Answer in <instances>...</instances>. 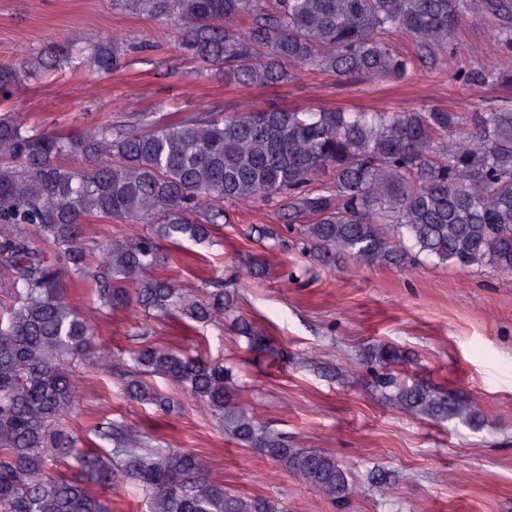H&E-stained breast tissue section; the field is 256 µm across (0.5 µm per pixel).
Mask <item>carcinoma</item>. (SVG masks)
Listing matches in <instances>:
<instances>
[{
	"label": "carcinoma",
	"instance_id": "cac0c4a2",
	"mask_svg": "<svg viewBox=\"0 0 512 512\" xmlns=\"http://www.w3.org/2000/svg\"><path fill=\"white\" fill-rule=\"evenodd\" d=\"M136 11L174 22L181 48L241 84L288 78L287 66L317 62L339 76L403 78L414 61L387 48L403 32L426 53L447 45L468 15L494 24L512 48V0H125ZM251 18L248 29L238 19ZM118 50L95 44L66 58L74 72H109ZM22 66L0 65V91ZM131 126H97L76 136L0 117V273L11 301L0 305V512H110L92 486L133 483L150 512H284L266 497L232 493L212 477L209 458L155 448L148 437L109 420L90 448L65 425L78 393L74 363L98 355L107 368L124 359L132 400L170 408L143 380L190 390L224 434L300 476L332 502L357 486L325 452L290 448L236 397L224 365L143 344L127 356L96 352L86 320L66 300V268L90 282L100 307L131 300L158 314L224 324L231 311L219 285L206 300L160 278L156 239L208 242L224 223V201L285 199L292 222L314 218L307 235L359 264L401 263L407 252L459 267L491 265L512 273V108L464 116L439 108L404 112L279 111L185 117ZM330 174L319 187L314 181ZM153 224L155 235L102 244L87 255L84 224ZM36 228L47 250L29 244ZM394 406L437 423L483 424L471 395L400 378L403 356L378 345ZM117 464H112V461ZM69 472H55L60 466Z\"/></svg>",
	"mask_w": 512,
	"mask_h": 512
}]
</instances>
